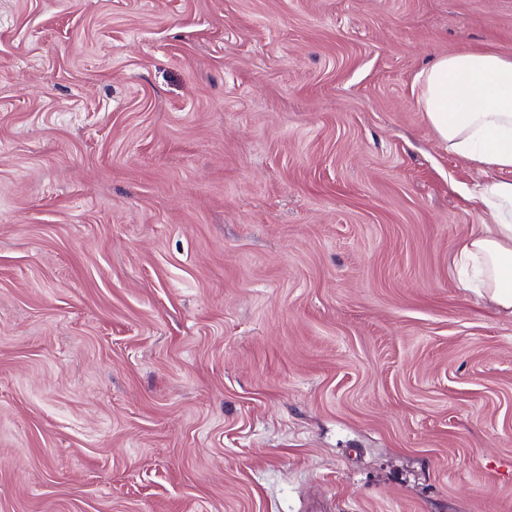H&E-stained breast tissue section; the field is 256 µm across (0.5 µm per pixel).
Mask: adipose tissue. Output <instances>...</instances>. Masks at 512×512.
Segmentation results:
<instances>
[{"mask_svg": "<svg viewBox=\"0 0 512 512\" xmlns=\"http://www.w3.org/2000/svg\"><path fill=\"white\" fill-rule=\"evenodd\" d=\"M413 91L444 150L477 174L468 199L486 222L457 246L460 285L512 316V57L491 50L438 57Z\"/></svg>", "mask_w": 512, "mask_h": 512, "instance_id": "obj_1", "label": "adipose tissue"}]
</instances>
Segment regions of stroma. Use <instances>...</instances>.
<instances>
[{"label": "stroma", "mask_w": 512, "mask_h": 512, "mask_svg": "<svg viewBox=\"0 0 512 512\" xmlns=\"http://www.w3.org/2000/svg\"><path fill=\"white\" fill-rule=\"evenodd\" d=\"M512 0H0V512H512V319L412 83Z\"/></svg>", "instance_id": "35a3bbf8"}]
</instances>
